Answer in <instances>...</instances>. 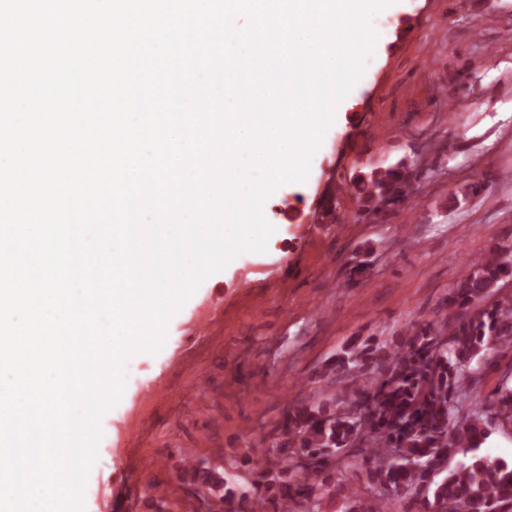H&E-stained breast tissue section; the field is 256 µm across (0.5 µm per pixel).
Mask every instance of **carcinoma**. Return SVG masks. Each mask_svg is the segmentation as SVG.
<instances>
[{
    "mask_svg": "<svg viewBox=\"0 0 512 512\" xmlns=\"http://www.w3.org/2000/svg\"><path fill=\"white\" fill-rule=\"evenodd\" d=\"M420 176L400 161L353 178L365 214H386L414 198ZM474 259L450 291L448 313L426 327L336 356L335 376L360 383L291 405L254 462L257 481L224 488V475L198 463L193 479L224 490V512H319L343 488L338 512H390L393 501L424 502L418 512H512V461L483 443L496 423L512 426V372L487 402L478 375L512 352V243Z\"/></svg>",
    "mask_w": 512,
    "mask_h": 512,
    "instance_id": "carcinoma-1",
    "label": "carcinoma"
}]
</instances>
